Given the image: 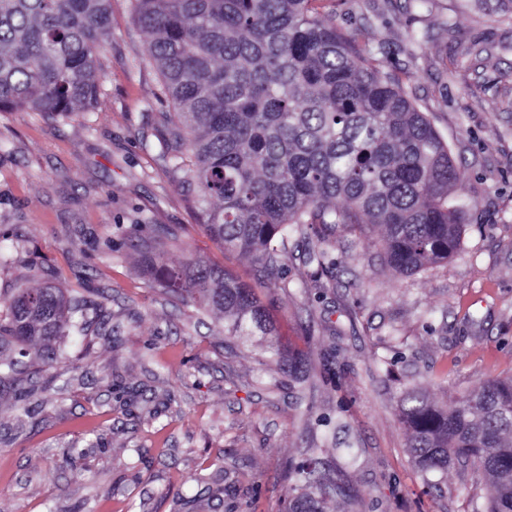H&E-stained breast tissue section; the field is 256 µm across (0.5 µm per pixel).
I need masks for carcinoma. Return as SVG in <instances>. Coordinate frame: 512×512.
I'll return each instance as SVG.
<instances>
[{"label":"carcinoma","mask_w":512,"mask_h":512,"mask_svg":"<svg viewBox=\"0 0 512 512\" xmlns=\"http://www.w3.org/2000/svg\"><path fill=\"white\" fill-rule=\"evenodd\" d=\"M111 0H0V112L69 115L101 92ZM151 37L159 96L177 123L162 147L173 166L194 157L203 228L225 250L276 269L288 234L378 227L387 265L409 273L458 248L462 188L448 144L400 80L381 69L368 28L336 26L328 0H132ZM161 287L218 309L227 336H262L289 372L299 362L281 342L254 289L200 259L179 269L144 257ZM0 386L38 348L57 360V340L84 331L85 308L60 288L0 296ZM407 452L424 475L462 462L487 481L486 512H512V377L494 378L455 405L404 394ZM287 512H333L339 473L313 458L291 472Z\"/></svg>","instance_id":"carcinoma-1"}]
</instances>
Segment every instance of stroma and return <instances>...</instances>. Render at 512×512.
I'll return each mask as SVG.
<instances>
[{
	"mask_svg": "<svg viewBox=\"0 0 512 512\" xmlns=\"http://www.w3.org/2000/svg\"><path fill=\"white\" fill-rule=\"evenodd\" d=\"M111 8L91 110L0 112V250L14 257L0 294L53 285L112 315L0 390V512H285L310 452L342 470L340 512H474L484 480L457 464L423 481L397 407L408 389L449 406L512 376V0L331 4L337 25L372 29L461 166L457 253L403 274L377 228L326 237L327 271L307 239L289 238L271 274L213 240L196 186L162 157L174 108L154 97L149 38L131 0ZM134 224L155 226L145 244L164 265L197 256L256 288L305 379L166 292L123 244ZM29 388L22 419L14 398Z\"/></svg>",
	"mask_w": 512,
	"mask_h": 512,
	"instance_id": "1",
	"label": "stroma"
}]
</instances>
